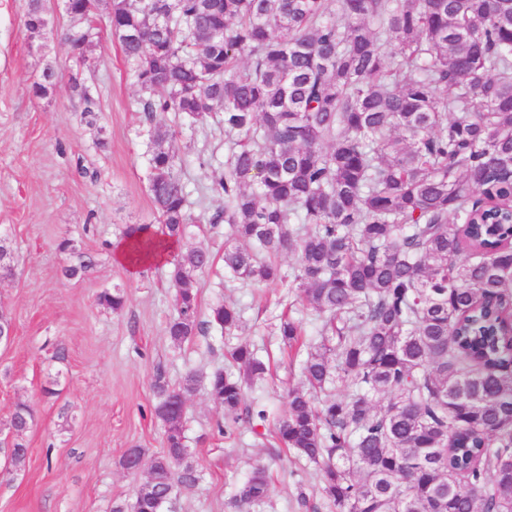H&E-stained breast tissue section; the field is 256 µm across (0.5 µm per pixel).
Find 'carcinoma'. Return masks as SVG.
Here are the masks:
<instances>
[{
	"instance_id": "obj_1",
	"label": "carcinoma",
	"mask_w": 512,
	"mask_h": 512,
	"mask_svg": "<svg viewBox=\"0 0 512 512\" xmlns=\"http://www.w3.org/2000/svg\"><path fill=\"white\" fill-rule=\"evenodd\" d=\"M94 0H68L91 22ZM44 0H29L30 37L47 28ZM107 21L139 87L150 125L148 190L156 224H128L123 239L151 251L178 243L193 217L176 168L167 113L204 123L219 114L224 172L212 183L209 222L224 225V278L288 282L320 319L299 363L287 409L273 423L280 448L318 467L317 490L336 512H512V0H109ZM91 25L65 40L79 65ZM58 74L43 69L34 93ZM82 118H99L80 73L69 78ZM62 274H87L92 255L69 239ZM292 254L291 274L281 258ZM209 250L171 262L180 346L205 329L242 327L227 303L198 319L196 279ZM121 312L123 288L97 297ZM273 335L294 348L300 322ZM233 369L189 370L178 384L157 365L152 386L164 448L137 446L149 477L112 512H161L199 481L185 462L184 406L202 385L233 423L265 422L245 386L267 366L250 344ZM346 393L327 395L331 386ZM34 410L7 426L10 469L25 467ZM266 470L236 498L262 503Z\"/></svg>"
}]
</instances>
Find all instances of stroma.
Instances as JSON below:
<instances>
[{
  "label": "stroma",
  "mask_w": 512,
  "mask_h": 512,
  "mask_svg": "<svg viewBox=\"0 0 512 512\" xmlns=\"http://www.w3.org/2000/svg\"><path fill=\"white\" fill-rule=\"evenodd\" d=\"M28 0H0V237L15 258L12 276L0 277V310L14 327L10 344L0 345V427L20 403L35 411L24 437L23 471L0 473V512H111L117 500H132L146 473L128 474L119 464L125 449L160 452L164 427L153 409L151 382L156 365L178 381L191 369L227 366L230 346L246 341L269 362L261 383L248 387L246 403L284 413L286 392L297 380L301 355L281 352L271 327L281 314L301 321L300 345H314L319 321L282 284H224V231L211 228L207 192L224 164V136L191 128L188 119L166 114L180 147L181 175L196 219L180 249H209L212 269L198 279L199 314L218 301L234 304L243 327L224 337L215 330L174 346L166 324L174 313L175 290L165 264L130 276L112 260V247L129 224H152L146 138L139 91L106 8L95 18L99 37L90 48L96 62L87 73L98 100L97 126L87 125L69 88L77 70L62 30L74 27L60 0H49L50 28L29 38L24 28ZM59 75L47 95L33 85L45 67ZM105 147H98V139ZM69 238L93 255L95 267L83 278L66 279ZM123 286L128 300L115 314L98 306L97 295ZM64 359H56V352ZM54 386L55 396L43 394ZM224 408L206 389L186 404L184 429L198 484L181 491L165 512H329L315 492V465L274 448L268 427L217 430ZM271 478L269 499L241 508L235 494L256 465Z\"/></svg>",
  "instance_id": "1"
}]
</instances>
